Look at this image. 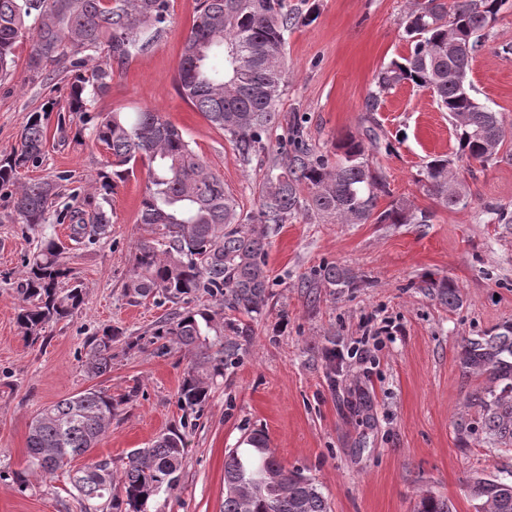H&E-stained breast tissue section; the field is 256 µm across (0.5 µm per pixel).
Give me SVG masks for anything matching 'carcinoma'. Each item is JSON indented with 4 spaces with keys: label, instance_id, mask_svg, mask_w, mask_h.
<instances>
[{
    "label": "carcinoma",
    "instance_id": "cac0c4a2",
    "mask_svg": "<svg viewBox=\"0 0 512 512\" xmlns=\"http://www.w3.org/2000/svg\"><path fill=\"white\" fill-rule=\"evenodd\" d=\"M169 0H0V79L16 67L17 48L29 43L27 70L33 76L55 71L62 62L76 70L68 111L91 123L90 135L106 153L108 172L99 174L110 194L117 183L146 169L139 223L150 236L135 246L134 263L125 283L132 300L151 297L173 308L154 323L148 337L128 336L126 348L159 344L189 354L219 343L203 359L192 358L179 387L185 409L202 407L214 382L238 355L237 337L247 329L235 318L259 316L271 293L266 264V230L286 224L301 212L329 223L428 224L432 212L412 209L394 200L377 210L390 195L384 174L372 167L362 138L349 135L337 145L338 159L330 164L306 143L299 123L277 148L266 132L277 119L285 83V33L297 16L284 0H199L185 37L177 69L182 97L234 144L242 162L258 157L267 177L260 190L255 216L242 218L234 195L212 172L182 132L156 110L108 111L88 114V105L112 88L114 65L124 66L146 51L168 20ZM512 0H414L405 15L404 32L410 53L393 60L375 76L376 90L365 111L378 110L381 94L403 83L430 89L438 108L448 113L457 149L455 158L437 157L426 165L427 191L448 208L467 203L463 172L471 163L484 166L502 146V118L480 103L471 89L461 91L457 77L470 70L474 56L485 47L487 28ZM459 31L468 49L448 55V30ZM92 54L102 59L83 71ZM47 115L34 114L21 133V147L0 157V187L15 189L16 219L37 231L50 215L56 223L69 221L70 237L94 244L111 232L112 221L101 204L69 206L51 212L59 184L20 182L19 171L39 164L47 138ZM307 187L308 197L300 196ZM70 267L62 242L44 234L18 273L21 300L17 324L32 343L84 303L83 289L65 285ZM349 270L325 265L314 271L307 288H354ZM439 301L454 308L460 303L451 280L431 284ZM200 294L212 304L190 306ZM234 313L230 317L227 312ZM122 332L108 328L88 344L86 373L99 377L112 369V346ZM460 364L465 373L490 376L491 383L470 397L485 439L512 447V323L495 333L464 340ZM138 387L115 399L92 386L40 410L31 420L27 438L30 468L12 472L21 488L36 472L53 475L72 460L84 465L68 473L81 512H148L150 502L178 484L185 458V435L177 428L157 436L146 448L133 450L125 466L91 453L103 439L120 407L136 398ZM249 447L235 449L224 461L222 512H329L325 496L312 478L288 468L256 430ZM475 512H512V479L475 476L468 484ZM415 512H453L452 504L430 491L420 494Z\"/></svg>",
    "mask_w": 512,
    "mask_h": 512
}]
</instances>
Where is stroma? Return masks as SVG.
I'll list each match as a JSON object with an SVG mask.
<instances>
[{
    "mask_svg": "<svg viewBox=\"0 0 512 512\" xmlns=\"http://www.w3.org/2000/svg\"><path fill=\"white\" fill-rule=\"evenodd\" d=\"M302 22L286 35L288 78L279 115L267 140L277 144L299 122L314 151L335 159L346 135L374 128L385 151L372 160L385 174L390 200L432 211L427 224H330L297 215L272 227L267 269L272 297L261 316L249 319L236 363L224 371L201 409L181 410L178 391L188 358L154 346L116 347L112 369L89 379L83 371L86 342L106 328L137 336L164 317L168 306L124 293L134 246L145 236L138 221L144 172L119 183L108 211L112 233L87 248L69 239L65 224L46 230L66 244L73 275L85 288L83 306L28 343L17 324L21 301L15 277L37 244L36 232L16 223L8 189H0V512H80L64 474L35 476L28 489L11 479L28 465L32 418L45 406L97 386L121 397V406L94 450L122 468L134 449L160 433L184 428L188 453L179 485L150 504L149 512H221L224 460L251 432L263 431L278 459L311 476L329 512H414L420 491L448 498L455 512H475L466 484L473 474L507 476L512 449L486 442L481 431L466 435L460 420L476 422L468 396L486 378L464 374L463 339L512 323V9L502 11L474 59L467 81L474 96L504 120L506 138L496 161L473 165L465 183L467 206L448 208L427 192L424 171L438 155H454L447 113L431 94L409 84L384 94L377 112L365 102L378 71L409 53L403 17L409 0H287ZM198 0H169L162 37L129 65L116 69L111 93L90 112L157 110L188 139L224 181L244 217L256 215L266 166L243 164L222 130L179 94L175 77L184 38ZM28 45L17 50L13 74L0 80V156L20 146L32 113L63 110L74 74L60 67L43 79L26 68ZM76 121L48 120L40 166L22 170L21 181H59L60 205L98 198L104 151ZM332 264L362 279L358 288L319 289L309 299L304 283L313 270ZM450 278L461 303L442 305L428 289ZM388 320L391 335L358 348L366 317ZM344 359L328 378L323 348ZM367 411L350 405L356 393Z\"/></svg>",
    "mask_w": 512,
    "mask_h": 512,
    "instance_id": "1",
    "label": "stroma"
}]
</instances>
